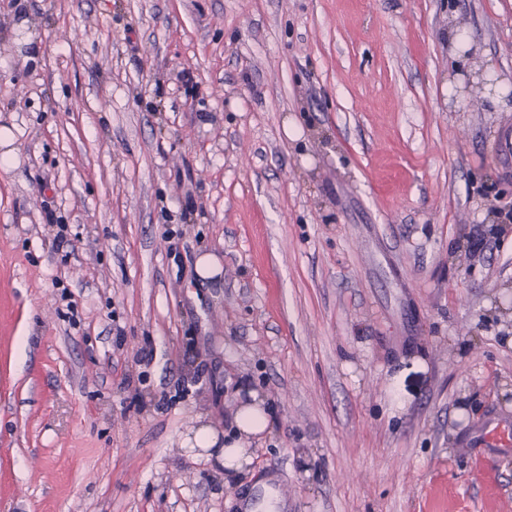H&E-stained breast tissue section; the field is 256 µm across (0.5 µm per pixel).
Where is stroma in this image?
<instances>
[{"mask_svg": "<svg viewBox=\"0 0 512 512\" xmlns=\"http://www.w3.org/2000/svg\"><path fill=\"white\" fill-rule=\"evenodd\" d=\"M486 76L512 0H0V512H512ZM252 400L240 407L235 415L236 435L224 440L221 456L223 457L224 472L230 476L240 473L244 464H249V458L243 447L244 437L242 435L245 437L258 435L268 427L269 422L260 406L261 401L258 400L256 394H253ZM484 442L492 443L502 447L512 444V424L508 422H491L482 432ZM288 505L280 497H278L271 486L265 485L262 494L261 502L255 501V499L249 498L245 503V509L252 511V509L261 510V512H282L280 510L287 508Z\"/></svg>", "mask_w": 512, "mask_h": 512, "instance_id": "obj_1", "label": "stroma"}]
</instances>
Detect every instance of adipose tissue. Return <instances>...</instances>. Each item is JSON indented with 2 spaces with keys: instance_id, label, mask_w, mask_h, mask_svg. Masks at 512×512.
<instances>
[{
  "instance_id": "obj_1",
  "label": "adipose tissue",
  "mask_w": 512,
  "mask_h": 512,
  "mask_svg": "<svg viewBox=\"0 0 512 512\" xmlns=\"http://www.w3.org/2000/svg\"><path fill=\"white\" fill-rule=\"evenodd\" d=\"M235 422L238 434L228 440H219L217 434L208 428L199 429L189 440L190 445L200 448L221 446L224 471L230 476L240 473L249 461L243 447L245 437L263 433L268 427V419L256 400L238 409Z\"/></svg>"
}]
</instances>
